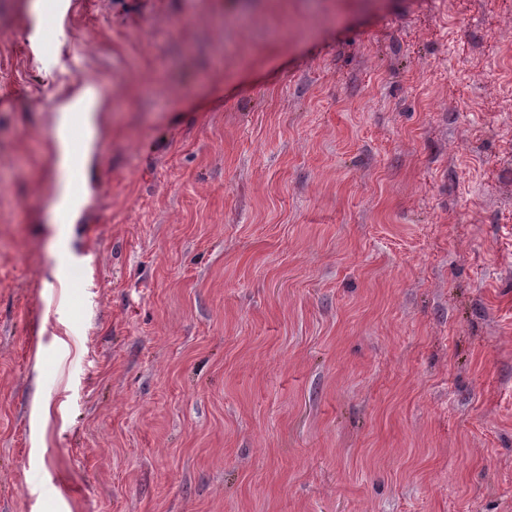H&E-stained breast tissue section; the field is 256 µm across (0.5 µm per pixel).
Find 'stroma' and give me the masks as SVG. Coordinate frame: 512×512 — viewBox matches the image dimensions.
Returning a JSON list of instances; mask_svg holds the SVG:
<instances>
[{
    "mask_svg": "<svg viewBox=\"0 0 512 512\" xmlns=\"http://www.w3.org/2000/svg\"><path fill=\"white\" fill-rule=\"evenodd\" d=\"M51 2L0 0V512H512V0ZM101 112L102 102L96 91L88 86H83L71 92L61 101L57 110L52 164V171L57 183L54 209L56 211L64 209L71 213L70 221L69 213L60 211L57 223L75 224L80 208L86 202L85 191L79 199L73 195V191L76 195H80L83 191L82 178L77 169L74 168L72 171L70 180L73 168L72 156L75 151L72 137L74 125L77 123L80 126L79 154L83 171L86 172L98 151V123Z\"/></svg>",
    "mask_w": 512,
    "mask_h": 512,
    "instance_id": "1",
    "label": "stroma"
}]
</instances>
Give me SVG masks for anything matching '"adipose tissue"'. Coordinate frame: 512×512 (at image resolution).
Returning <instances> with one entry per match:
<instances>
[{
	"label": "adipose tissue",
	"mask_w": 512,
	"mask_h": 512,
	"mask_svg": "<svg viewBox=\"0 0 512 512\" xmlns=\"http://www.w3.org/2000/svg\"><path fill=\"white\" fill-rule=\"evenodd\" d=\"M102 103L96 91L81 87L60 103L54 127L52 171L57 183L55 207L78 215L83 202L73 195L70 180L73 155H80L83 166H90L98 151V123ZM80 130V139H73V130Z\"/></svg>",
	"instance_id": "obj_1"
}]
</instances>
